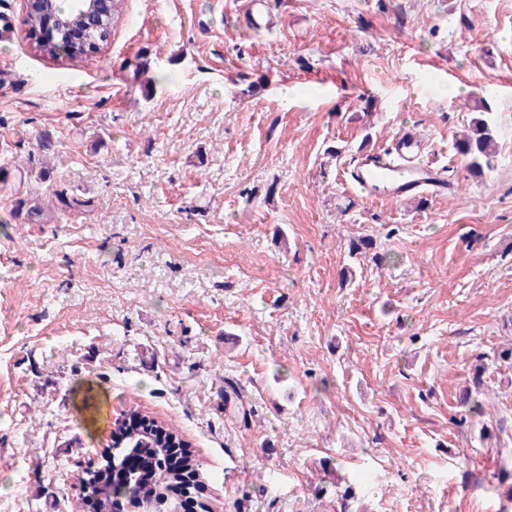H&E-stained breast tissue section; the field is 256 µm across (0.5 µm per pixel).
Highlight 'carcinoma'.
Listing matches in <instances>:
<instances>
[{"instance_id": "obj_1", "label": "carcinoma", "mask_w": 512, "mask_h": 512, "mask_svg": "<svg viewBox=\"0 0 512 512\" xmlns=\"http://www.w3.org/2000/svg\"><path fill=\"white\" fill-rule=\"evenodd\" d=\"M124 0H111L109 7L86 20H79L54 41L38 46L39 52L49 58H59L60 45L68 47L67 56L86 54V48L99 49L108 42L112 20L122 11ZM52 18L50 9L29 10L24 24L30 30L43 28ZM458 153L469 159L468 167L476 172L491 168L496 154V124L492 116L471 120L456 141ZM140 407L132 405L114 421L112 444L102 452V462L117 460L112 471L122 475V483L112 489L94 490L101 498L105 512L114 496L124 493L154 507L156 512H171L185 495L187 487L198 486L186 479L187 473L198 474L194 451L185 441L178 427L149 418L141 429L130 428L127 420L144 418Z\"/></svg>"}]
</instances>
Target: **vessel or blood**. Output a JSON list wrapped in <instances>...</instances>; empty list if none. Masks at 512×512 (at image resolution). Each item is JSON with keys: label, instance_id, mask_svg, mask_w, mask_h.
<instances>
[{"label": "vessel or blood", "instance_id": "vessel-or-blood-1", "mask_svg": "<svg viewBox=\"0 0 512 512\" xmlns=\"http://www.w3.org/2000/svg\"><path fill=\"white\" fill-rule=\"evenodd\" d=\"M424 144L410 130L400 133L390 148L359 155L348 174L366 197L400 199L448 188L447 171L422 159Z\"/></svg>", "mask_w": 512, "mask_h": 512}]
</instances>
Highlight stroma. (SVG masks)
I'll list each match as a JSON object with an SVG mask.
<instances>
[{
	"label": "stroma",
	"instance_id": "35a3bbf8",
	"mask_svg": "<svg viewBox=\"0 0 512 512\" xmlns=\"http://www.w3.org/2000/svg\"><path fill=\"white\" fill-rule=\"evenodd\" d=\"M265 2L257 31L246 0H125L97 54L51 59L0 0V512H76L134 403L190 442L209 512H499L512 0ZM488 83L475 175L455 141ZM406 128L447 192L345 183Z\"/></svg>",
	"mask_w": 512,
	"mask_h": 512
}]
</instances>
